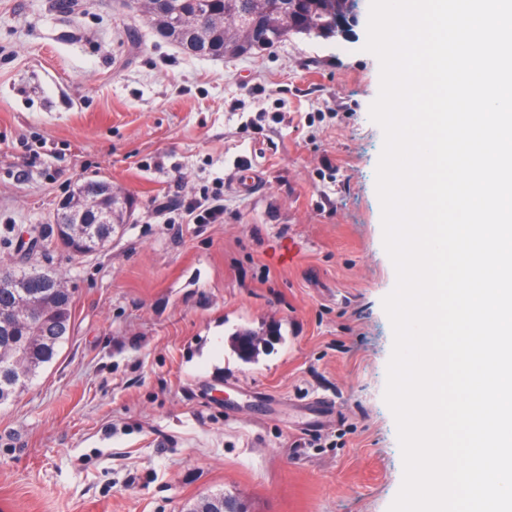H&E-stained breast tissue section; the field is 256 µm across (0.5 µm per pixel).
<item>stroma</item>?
<instances>
[{
	"instance_id": "obj_1",
	"label": "stroma",
	"mask_w": 512,
	"mask_h": 512,
	"mask_svg": "<svg viewBox=\"0 0 512 512\" xmlns=\"http://www.w3.org/2000/svg\"><path fill=\"white\" fill-rule=\"evenodd\" d=\"M0 0V271L63 279L68 340L0 405V512H388L396 273L376 167L370 0L347 36L234 59L160 38L137 0ZM255 192L235 191L238 166ZM132 204L97 253L30 248L77 181ZM222 188L224 218L184 203ZM170 205L157 213L154 199ZM262 341L235 352L236 332ZM222 501L224 502V509H222ZM242 512L243 509L233 503L231 500L224 499V494H216L211 496L202 497L197 499L188 512Z\"/></svg>"
}]
</instances>
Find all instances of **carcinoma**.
<instances>
[{"label":"carcinoma","mask_w":512,"mask_h":512,"mask_svg":"<svg viewBox=\"0 0 512 512\" xmlns=\"http://www.w3.org/2000/svg\"><path fill=\"white\" fill-rule=\"evenodd\" d=\"M201 6L198 0H153V10L147 17L159 27L167 12L172 19H184ZM212 24L204 30L190 25L178 27L164 39L177 44L184 52L208 58L224 57V29L240 23H254L255 0H207ZM297 16L303 27L309 29L330 17L336 23L346 21L344 0H300ZM91 246L112 238L105 224L84 225ZM13 288L0 289V309L18 312L19 322L7 331L0 330V404L21 393L45 364L51 362L66 342L73 319V296L56 287L53 275L31 270L11 272ZM39 290L54 292L44 305L47 318L35 331L24 323L23 311L28 294ZM224 495L216 494L196 500L188 512H220Z\"/></svg>","instance_id":"carcinoma-1"}]
</instances>
